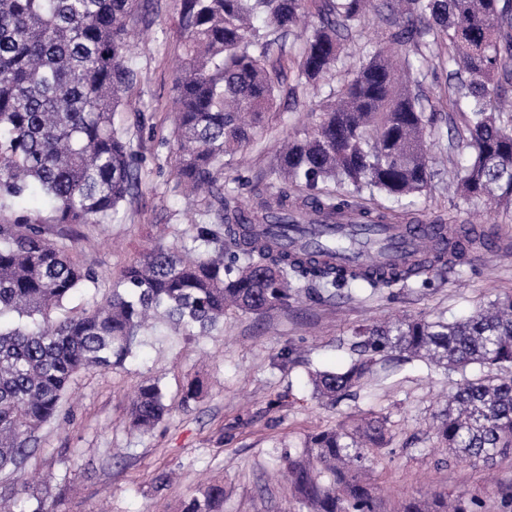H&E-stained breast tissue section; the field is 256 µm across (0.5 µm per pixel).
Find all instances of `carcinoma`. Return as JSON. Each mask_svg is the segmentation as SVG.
Segmentation results:
<instances>
[{"label": "carcinoma", "mask_w": 512, "mask_h": 512, "mask_svg": "<svg viewBox=\"0 0 512 512\" xmlns=\"http://www.w3.org/2000/svg\"><path fill=\"white\" fill-rule=\"evenodd\" d=\"M142 0H0V473L24 471L45 426L63 418L75 375L122 365L151 321L164 316L195 336L224 325L229 310L262 314L288 304L292 284L358 282L376 290L461 261L452 246L430 241L401 264L382 256L360 266L355 255L321 235V246L288 250L269 224L342 223L351 202L330 183L369 190L401 205L432 177L419 76L433 60L448 70L449 146L469 151L457 178L460 198L512 208V0H320V23L303 38L297 80L325 85L352 30L372 13L397 28L394 44H411L417 61L394 62L380 47L322 109L315 132L280 148L269 179L248 209L224 191V156L251 145L281 90L287 38L308 14L306 0H180L182 52L173 79L176 115L172 190L196 202L193 241L211 250L159 242L121 273L120 287L88 309L65 302L99 280L73 260V245L46 235L28 212L37 190L55 224H109L140 182L130 129L114 113L129 106L138 71L127 57ZM390 212L362 211L357 222L391 224ZM358 358L318 370L312 384L329 403L364 382L374 356L393 351L461 374L436 415L442 447L473 467L512 454V296L453 321L402 320L367 326L353 342ZM477 366L479 375L467 376ZM169 413L156 382L131 401L134 427L150 432ZM384 442V424L312 435L281 457L294 495L309 512H377L366 482L368 453ZM224 488L202 487L181 512H216ZM476 498L436 493L411 497L398 512H480Z\"/></svg>", "instance_id": "cac0c4a2"}]
</instances>
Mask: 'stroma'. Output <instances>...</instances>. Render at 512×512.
<instances>
[{
  "instance_id": "35a3bbf8",
  "label": "stroma",
  "mask_w": 512,
  "mask_h": 512,
  "mask_svg": "<svg viewBox=\"0 0 512 512\" xmlns=\"http://www.w3.org/2000/svg\"><path fill=\"white\" fill-rule=\"evenodd\" d=\"M178 0H147L130 61L140 80L129 108L114 122L129 126L141 113L134 143L141 183L117 221L75 226L74 258L100 273L96 288L70 306L86 308L110 293L122 270L155 241L181 245L191 233L189 204L172 192L174 114L172 81L181 54ZM382 21L356 28L329 77L340 87L366 50L386 42ZM288 65L280 97L264 118L261 141L224 162V186L250 204L265 189L276 148L287 136L311 133L327 93L297 84ZM435 158L429 188L415 197L409 216L487 231L497 248L473 251L417 280L375 291L358 286H295L287 307L261 315L230 311L206 336H185L156 320L136 356L113 369L91 368L74 379L65 419L46 427L25 474L0 475V495L10 496L28 474L32 502L45 512H180L200 487L224 488L220 512H307L276 472V459L304 448L312 434L356 417L387 421L386 443L370 454L369 475L378 512H396L407 498L433 492L478 496L482 512H512L502 498L512 490V456L490 468L472 467L443 450L432 422L459 379L392 352L376 357L374 374L360 389L325 406L313 394L314 371L346 366L359 329L398 318L451 319L471 314L497 298L512 296V211L491 213L474 201L459 202L451 189L461 151L447 139L431 143ZM203 391L189 406L181 401L191 380ZM156 382L171 412L148 433L130 427V400L138 386ZM170 480L157 488L156 478Z\"/></svg>"
}]
</instances>
